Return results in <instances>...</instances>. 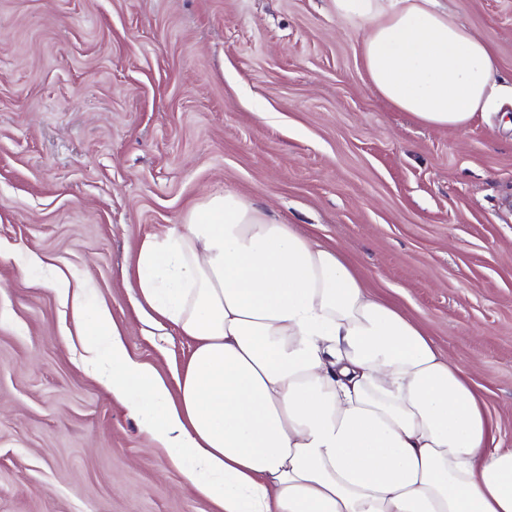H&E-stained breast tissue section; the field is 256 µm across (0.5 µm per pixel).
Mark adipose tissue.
I'll return each instance as SVG.
<instances>
[{"instance_id": "adipose-tissue-1", "label": "adipose tissue", "mask_w": 512, "mask_h": 512, "mask_svg": "<svg viewBox=\"0 0 512 512\" xmlns=\"http://www.w3.org/2000/svg\"><path fill=\"white\" fill-rule=\"evenodd\" d=\"M377 92L463 131L495 63L441 0H332ZM135 287L194 347L166 381L89 289L57 280L87 366L214 512H512V448L467 372L340 253L233 191L145 239Z\"/></svg>"}]
</instances>
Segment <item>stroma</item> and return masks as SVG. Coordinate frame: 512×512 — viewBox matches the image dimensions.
Listing matches in <instances>:
<instances>
[{
  "mask_svg": "<svg viewBox=\"0 0 512 512\" xmlns=\"http://www.w3.org/2000/svg\"><path fill=\"white\" fill-rule=\"evenodd\" d=\"M501 92L463 132L370 85L331 0H0V512H212L80 362L51 274L164 377L140 243L231 190L338 250L464 367L512 447V0H443Z\"/></svg>",
  "mask_w": 512,
  "mask_h": 512,
  "instance_id": "1",
  "label": "stroma"
}]
</instances>
